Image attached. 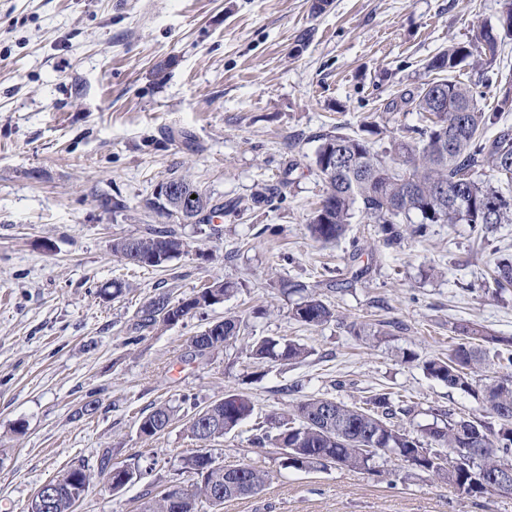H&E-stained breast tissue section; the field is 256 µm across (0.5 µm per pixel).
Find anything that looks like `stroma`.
<instances>
[{
	"label": "stroma",
	"instance_id": "obj_1",
	"mask_svg": "<svg viewBox=\"0 0 512 512\" xmlns=\"http://www.w3.org/2000/svg\"><path fill=\"white\" fill-rule=\"evenodd\" d=\"M505 0H0V512H27L38 488L85 463L93 478L74 512H141L172 485L189 486L184 430L193 406L244 393L252 416L207 446L215 464H248L268 480L221 512H512V494L474 499L381 459L376 473L284 468L253 442L269 415L310 396L346 404L386 392L410 430L438 413L483 416L473 394L427 377L456 325L512 338V290L491 296L489 271L512 257V224H434L385 248L355 215L336 243L306 224L326 191L312 166L322 134L375 126L376 149L422 126L415 110H386L432 80L427 61L466 47L462 82H486L483 111L512 86V40L491 64L473 34L497 24ZM186 177L234 214L184 224L148 207L157 186ZM282 202H256L267 185ZM117 201L104 209L103 198ZM175 228L187 254L159 269L113 255L119 238ZM363 277H356V270ZM122 280L119 296L106 293ZM237 283L223 303L133 341L137 312L159 294ZM335 312L320 327L291 310L308 295ZM244 320V333L205 360L186 343L208 322ZM388 336L357 337L352 324ZM284 337L297 363L257 366L246 345ZM414 361H404V354ZM194 405L183 404V396ZM98 408L77 416L87 399ZM179 417L143 440L141 413ZM138 463L119 491L97 478L99 458Z\"/></svg>",
	"mask_w": 512,
	"mask_h": 512
}]
</instances>
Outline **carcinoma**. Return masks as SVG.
Wrapping results in <instances>:
<instances>
[{"label":"carcinoma","instance_id":"carcinoma-1","mask_svg":"<svg viewBox=\"0 0 512 512\" xmlns=\"http://www.w3.org/2000/svg\"><path fill=\"white\" fill-rule=\"evenodd\" d=\"M512 30L503 26H482L475 31L478 45L492 43V53ZM471 52L449 46L433 56L426 68L443 74L437 82H426L413 90H405L386 105L389 110L413 107L427 115L429 124L411 130L393 143L399 161L388 162L369 140L359 134L329 132L320 135L313 164L328 185L320 205L312 213L307 229L313 239L323 244L337 241L359 213L379 225L382 242L388 248L400 245L405 234L424 237L431 224H512V195L504 188L512 186V125L499 123V113L512 111V91L506 89L497 101L496 111L479 108L483 91L478 84H466L452 73L468 65ZM496 128L493 135L486 134ZM489 169L496 183L482 181L479 172ZM180 196L174 202V214L182 222L209 224L215 216L226 214L224 205L186 178H176ZM186 243L172 228L150 226L144 235L117 239L112 252L124 260L137 257L135 265L160 267L185 253ZM495 294L512 287V261L495 263ZM238 289L233 282L216 280L197 291L186 308L199 313L224 301ZM173 301L161 294L136 315L133 330L142 333L159 325L172 324L171 317H161ZM301 324L319 327L334 318L333 310L321 299L308 296L291 310ZM241 321L224 318V327L208 335L197 333L188 340L190 355L207 359L237 338ZM459 341L445 358L423 363L424 372L450 388L482 397L489 421L465 417L442 420L421 429L431 443L424 445L419 437L393 422L386 393L372 395L364 405H347L331 397L307 398L291 413L267 417L256 437L259 446L286 449L283 465L296 471L348 468L375 471L376 460L394 452L404 468L440 480L472 498H481L493 489L490 479L504 462L512 463V340L490 336L476 325L456 327ZM501 343L496 349L495 365L502 375L476 378L477 370L488 356L485 344ZM250 357L260 363L300 361L307 350L284 338L263 337L250 346ZM253 412V405L243 394H228L194 412L186 420L191 439L203 445L232 431ZM176 409L162 404L138 418L140 437L148 440L163 432L173 421ZM468 455L467 463L453 471L444 463L445 455ZM208 452L199 449L183 459L184 468L194 474V482L182 488L171 486L144 504L143 512H196L199 501L221 503L258 493L265 474L250 465H238L227 473L207 461ZM99 474L104 480L123 483L133 481L140 473L136 463H112V449H106L99 461ZM91 474L83 464L70 467L52 479L54 488L47 512H73L74 491L84 492Z\"/></svg>","mask_w":512,"mask_h":512}]
</instances>
